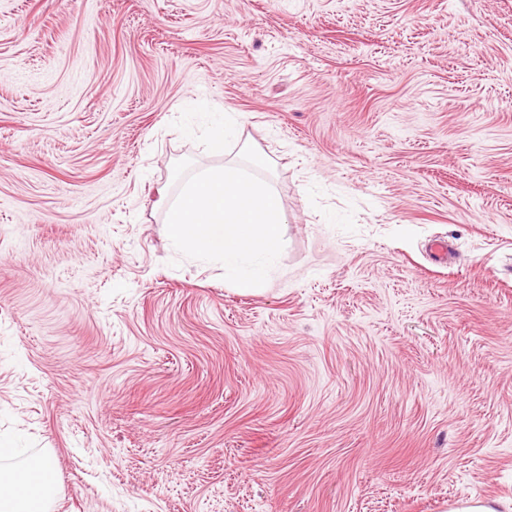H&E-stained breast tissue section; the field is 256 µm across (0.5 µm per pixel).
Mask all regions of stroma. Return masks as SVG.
Here are the masks:
<instances>
[{
  "label": "stroma",
  "instance_id": "35a3bbf8",
  "mask_svg": "<svg viewBox=\"0 0 512 512\" xmlns=\"http://www.w3.org/2000/svg\"><path fill=\"white\" fill-rule=\"evenodd\" d=\"M252 152L242 294L165 217ZM0 444L50 512H512V0H0ZM212 124L215 131V139L212 144L214 151L224 150V141L235 137L237 133L236 123L230 118L228 113L211 112Z\"/></svg>",
  "mask_w": 512,
  "mask_h": 512
}]
</instances>
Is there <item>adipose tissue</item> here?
Listing matches in <instances>:
<instances>
[{
    "label": "adipose tissue",
    "instance_id": "ef3b65f1",
    "mask_svg": "<svg viewBox=\"0 0 512 512\" xmlns=\"http://www.w3.org/2000/svg\"><path fill=\"white\" fill-rule=\"evenodd\" d=\"M39 477L22 476L11 468L0 469V512H46L54 492L55 471L40 460Z\"/></svg>",
    "mask_w": 512,
    "mask_h": 512
}]
</instances>
